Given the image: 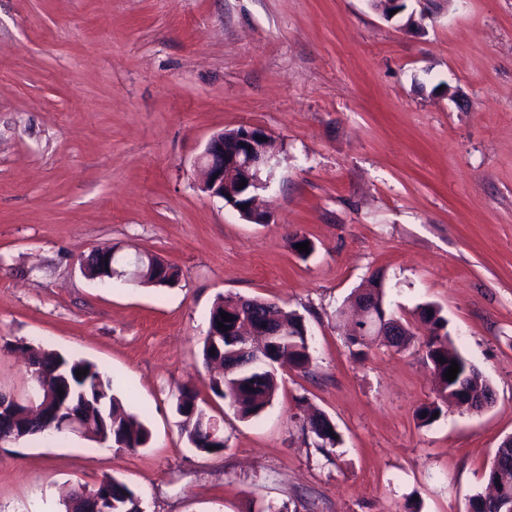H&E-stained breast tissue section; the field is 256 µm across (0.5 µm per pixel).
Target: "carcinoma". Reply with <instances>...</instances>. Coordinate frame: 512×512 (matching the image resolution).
<instances>
[{"mask_svg":"<svg viewBox=\"0 0 512 512\" xmlns=\"http://www.w3.org/2000/svg\"><path fill=\"white\" fill-rule=\"evenodd\" d=\"M264 190L262 185L251 184L247 189H241L236 182L224 185V195L228 201H237L243 205L250 198ZM360 296H366L375 301L381 315L392 320L393 316L386 314L383 300V289L376 284L363 290ZM252 308L266 323L273 328H282V337L271 343L266 352L265 364L251 363V360L238 354L248 343L241 336H227L218 328L222 320L221 313L225 312L237 318L240 306ZM421 319L433 324V334L424 344L426 360L431 365L437 379V393L441 399L457 398L458 381H448L446 370L451 362L459 366V374L464 376L466 397L460 402L467 403L491 399L488 383L482 373L471 364L448 339V334H439L446 329L447 321L439 315V311L431 305H425L420 310ZM202 355L206 362L211 363L219 356L229 359L236 358L239 368L224 375L219 380L211 381L212 391L223 398L227 406L241 418L258 416L273 399L277 384L274 370L275 363L287 364L305 369L311 363L310 345L307 328L300 316L283 310L276 304L258 299L241 301L239 297H220L214 303L209 319V332L203 342ZM88 370L80 376L78 370ZM31 373L38 375L43 388V399L39 403L42 413L53 417L57 400L60 397L58 389L69 396L74 407L82 411L85 420L90 425L91 437L99 442H108L116 448L136 449L144 446L149 440L148 429L136 417L126 411L121 400L114 395L112 380L103 376L99 369L86 361L66 357L56 352H42L34 355L31 360ZM177 412L183 418L182 430L189 442L204 452H219L224 448V442H216L209 434L210 416L196 403L195 395L186 388H181L176 396ZM15 424L18 433L0 426V436L6 440L43 434L46 423L38 417H28L26 408L16 407ZM310 432L319 441V447L334 446L338 441L335 426L324 415L311 417L308 420ZM507 471L512 479V446L496 450L493 461L485 473L486 482L495 479L496 468ZM112 490V512H142L140 499L125 483L105 477L97 488L88 490L83 486L76 488L71 500L64 503V512H87V498L103 490Z\"/></svg>","mask_w":512,"mask_h":512,"instance_id":"cac0c4a2","label":"carcinoma"}]
</instances>
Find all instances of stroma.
I'll return each instance as SVG.
<instances>
[{
  "label": "stroma",
  "mask_w": 512,
  "mask_h": 512,
  "mask_svg": "<svg viewBox=\"0 0 512 512\" xmlns=\"http://www.w3.org/2000/svg\"><path fill=\"white\" fill-rule=\"evenodd\" d=\"M242 125L280 148L267 224L199 188L207 140ZM111 246L180 278L84 276ZM374 278L409 349L348 341ZM222 295L296 312L310 339L249 420L203 360ZM424 304L488 408L417 418L437 398ZM28 346L96 364L150 439L0 442V512H61L107 476L143 512H467L512 436V0H451L420 29L368 0H0V391L22 399ZM182 386L222 418V451L182 433ZM310 432L319 441V447L324 449L327 445L333 447L338 441V434L335 426L324 415L311 417L308 420Z\"/></svg>",
  "instance_id": "35a3bbf8"
}]
</instances>
